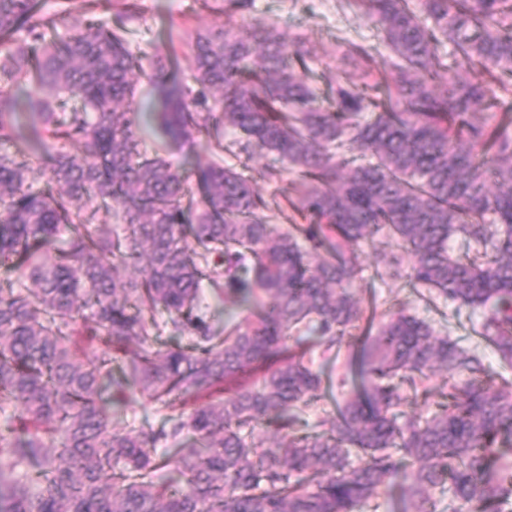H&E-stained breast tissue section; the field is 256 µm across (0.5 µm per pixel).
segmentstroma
Returning a JSON list of instances; mask_svg holds the SVG:
<instances>
[{"label": "stroma", "mask_w": 512, "mask_h": 512, "mask_svg": "<svg viewBox=\"0 0 512 512\" xmlns=\"http://www.w3.org/2000/svg\"><path fill=\"white\" fill-rule=\"evenodd\" d=\"M135 4L133 17L124 24L132 49L152 57H171L183 70L190 65L196 31L227 26L234 34L245 37L257 23H275L286 36L302 38L309 52L305 75L323 97L349 67L342 57L344 41L353 40L376 48L381 45L373 18L348 10L344 0H253L249 10L231 16L224 13V0H135ZM146 142L173 168L188 176L212 159L205 148L191 142L174 143L155 133L148 134ZM268 162L266 153L255 154L248 163V173L268 204L275 230L280 232L288 229L294 217L288 198L294 193L297 173L288 170L279 178L268 179L265 176ZM360 256L362 271L352 282L351 290L366 314L381 322L390 312L402 310L423 319L437 335L449 337L482 356L492 371L487 385H496L504 378L512 381V368L504 366L478 334L480 310L430 295L400 281L381 280L376 269L381 266L382 257L373 247L361 246ZM358 343V335L344 337L338 356L320 362L324 383L319 398L306 415L309 431L321 430L323 421L334 417L336 402L342 397L338 380L348 355Z\"/></svg>", "instance_id": "obj_1"}]
</instances>
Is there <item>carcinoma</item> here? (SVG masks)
Listing matches in <instances>:
<instances>
[{"mask_svg":"<svg viewBox=\"0 0 512 512\" xmlns=\"http://www.w3.org/2000/svg\"><path fill=\"white\" fill-rule=\"evenodd\" d=\"M422 3L429 25L412 0H348L390 56L344 42L352 70L324 106L301 41L273 23L196 34L186 79L168 58L145 70L93 10L59 42L38 0H0V141L23 138L24 112L48 157L36 189L33 152L0 153V512H358L393 476L414 512H435V488L448 512H512V383L484 389L478 353L402 312L376 326L349 291L357 246L377 242L379 275L482 309L479 335L512 366V119L484 118L512 95V0ZM446 42L467 75L449 72ZM137 77L165 138L266 151L270 179L297 169L289 205L307 224L274 232L252 180L218 162L198 167L193 200L140 150ZM206 284L256 318L217 334ZM352 327L353 394L328 428L295 434L322 386L308 335L330 351ZM186 332L190 346L163 341ZM438 368L448 403L404 415L395 380ZM132 395L171 412L160 430L116 424Z\"/></svg>","mask_w":512,"mask_h":512,"instance_id":"cac0c4a2","label":"carcinoma"}]
</instances>
